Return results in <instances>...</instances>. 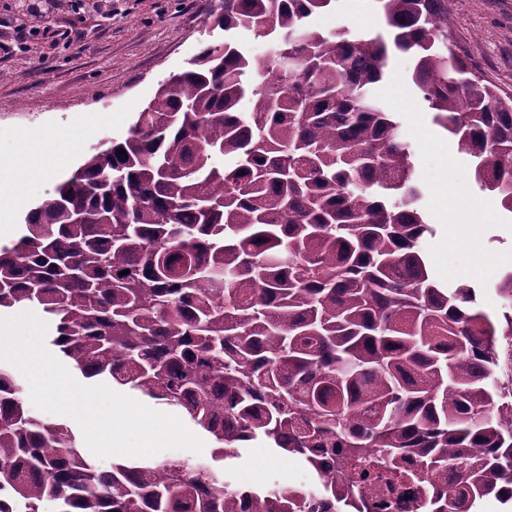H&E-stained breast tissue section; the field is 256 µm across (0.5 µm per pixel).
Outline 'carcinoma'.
<instances>
[{
    "instance_id": "carcinoma-1",
    "label": "carcinoma",
    "mask_w": 512,
    "mask_h": 512,
    "mask_svg": "<svg viewBox=\"0 0 512 512\" xmlns=\"http://www.w3.org/2000/svg\"><path fill=\"white\" fill-rule=\"evenodd\" d=\"M334 2L224 0V44L0 246V310L40 306L85 377L181 409L224 459L291 455L321 491L103 468L0 368V512H391L411 487L415 512L512 500V384L495 378L512 312L430 277L413 153L377 90L391 57H414L434 121L510 212L512 94L448 44L454 0H377L386 39L307 24ZM242 32L272 38L269 57Z\"/></svg>"
}]
</instances>
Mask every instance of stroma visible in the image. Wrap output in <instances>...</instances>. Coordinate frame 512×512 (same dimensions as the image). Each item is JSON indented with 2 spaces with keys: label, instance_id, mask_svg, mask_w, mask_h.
I'll list each match as a JSON object with an SVG mask.
<instances>
[{
  "label": "stroma",
  "instance_id": "1",
  "mask_svg": "<svg viewBox=\"0 0 512 512\" xmlns=\"http://www.w3.org/2000/svg\"><path fill=\"white\" fill-rule=\"evenodd\" d=\"M223 6L224 0H105L101 13L92 16L63 6L50 17L52 37L30 41L26 49L8 55L0 52V162L32 149L41 157L69 152L65 165L23 187V203L10 215L8 232L0 233L1 245L18 241L27 213L72 175L93 148L128 134L161 83L185 70L202 46L223 41V31L213 23ZM310 23L355 35L386 32L377 0H337L335 9L313 16ZM71 30L78 39L65 40ZM448 35L486 80L512 93V0H455ZM414 66L412 56L393 57L379 95L400 119L422 189L421 209L435 229L423 240L422 254L432 277L444 284H455L452 270L462 271L478 287L479 309L495 316L506 303L496 285L512 272V213L480 190L470 159L433 123L411 80ZM440 150L455 159L451 194L437 187ZM450 224L468 226L470 244L449 241ZM214 447L209 439L201 453L165 450L157 458L205 465L244 487L313 486L297 459L254 444L224 461L214 457Z\"/></svg>",
  "mask_w": 512,
  "mask_h": 512
}]
</instances>
